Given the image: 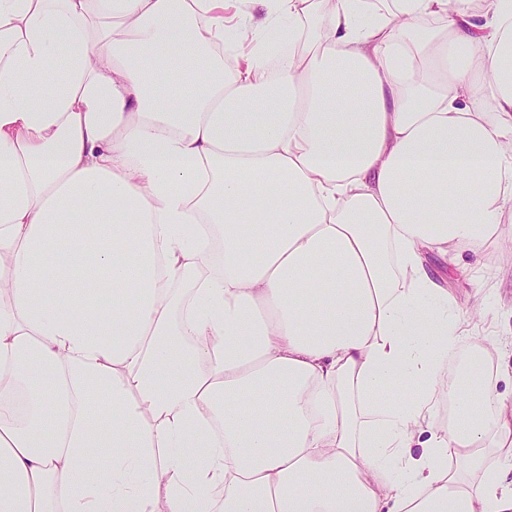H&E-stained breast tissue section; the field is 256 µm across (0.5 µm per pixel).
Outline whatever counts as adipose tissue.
I'll list each match as a JSON object with an SVG mask.
<instances>
[{
  "instance_id": "obj_1",
  "label": "adipose tissue",
  "mask_w": 512,
  "mask_h": 512,
  "mask_svg": "<svg viewBox=\"0 0 512 512\" xmlns=\"http://www.w3.org/2000/svg\"><path fill=\"white\" fill-rule=\"evenodd\" d=\"M509 207L512 0H0V512H512ZM467 262H476L484 267L487 277L486 291L503 305V312L494 327L490 323L480 325L478 332L487 334L494 332L499 341V347L489 360V369L497 373L510 369L512 373V250L508 244H486L478 254L469 251L461 252ZM427 263L430 267L439 270L442 275L440 284L456 297L465 299L473 294L474 286L459 276L450 263H444L434 255L427 256Z\"/></svg>"
}]
</instances>
